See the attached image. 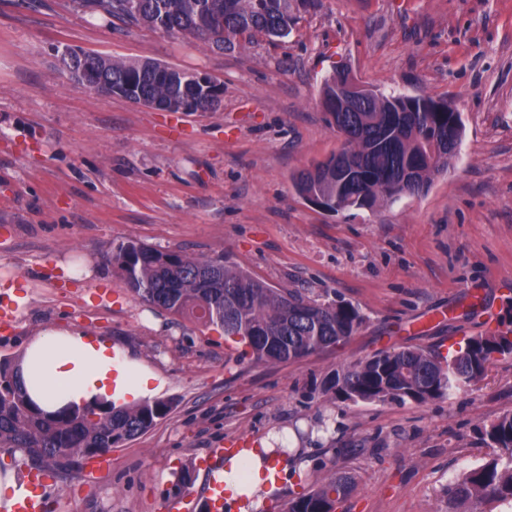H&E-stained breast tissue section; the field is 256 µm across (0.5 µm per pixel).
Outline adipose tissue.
I'll list each match as a JSON object with an SVG mask.
<instances>
[{
    "instance_id": "1",
    "label": "adipose tissue",
    "mask_w": 512,
    "mask_h": 512,
    "mask_svg": "<svg viewBox=\"0 0 512 512\" xmlns=\"http://www.w3.org/2000/svg\"><path fill=\"white\" fill-rule=\"evenodd\" d=\"M111 341L92 338L79 331L46 327L27 343L20 360V373L29 396L44 409L63 405L85 406L99 400L133 402L149 391V377L128 366L113 370ZM272 446L251 453L245 460V481L229 479L235 495L261 501L269 478L268 463L274 460Z\"/></svg>"
}]
</instances>
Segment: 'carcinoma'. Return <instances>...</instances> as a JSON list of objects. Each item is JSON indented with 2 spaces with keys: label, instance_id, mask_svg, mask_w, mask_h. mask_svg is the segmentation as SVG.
<instances>
[{
  "label": "carcinoma",
  "instance_id": "obj_1",
  "mask_svg": "<svg viewBox=\"0 0 512 512\" xmlns=\"http://www.w3.org/2000/svg\"><path fill=\"white\" fill-rule=\"evenodd\" d=\"M102 19L144 26L173 36L193 38L218 49L288 37L301 11L317 0H73ZM110 94H143L176 105L190 103L206 112L218 105L213 90L195 74L155 61L92 59ZM347 66L324 78L320 101L343 147L326 160L292 176L296 193L320 199L329 213L374 210L382 202L426 191L433 176L448 171L458 158L464 128L453 120L444 97L386 95L377 89L358 93ZM354 170L350 178L340 176ZM113 269L142 300L173 316L193 317L238 336L252 357L288 362L351 338L364 316L341 300L321 302L265 281L217 256L190 258L160 251L138 241L112 249ZM512 356V329L472 336L453 355L436 349L382 350L333 375L328 391L342 402L371 403L440 399L480 380L499 357ZM165 400L117 407L99 402L82 410L40 408L27 394L16 359L0 360V447L23 453L31 466L52 472L72 465L71 457L89 448L104 453L151 430L171 411ZM496 455L464 471L447 488L451 512L468 503L512 502V411L481 428ZM346 471L288 501L285 512H334L354 490Z\"/></svg>",
  "mask_w": 512,
  "mask_h": 512
}]
</instances>
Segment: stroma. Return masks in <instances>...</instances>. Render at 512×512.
<instances>
[{"label":"stroma","mask_w":512,"mask_h":512,"mask_svg":"<svg viewBox=\"0 0 512 512\" xmlns=\"http://www.w3.org/2000/svg\"><path fill=\"white\" fill-rule=\"evenodd\" d=\"M62 46L205 72L224 97L159 112L103 96L61 69ZM340 63L460 112V155L426 193L332 214L294 191L292 174L342 146L319 96ZM2 224L14 235L0 237V359L44 327L78 329L110 339L150 375L149 399L173 403L105 473L85 461L49 481V512H160L200 490L211 448L281 433L290 464L259 512L339 469L356 488L337 512H448V484L491 453L480 428L512 410V358L423 403L341 402L325 381L384 349L445 351L512 322V0H321L289 37L224 52L72 0H0ZM127 240L224 255L272 287L351 303L365 323L301 360L255 361L134 295L107 261Z\"/></svg>","instance_id":"obj_1"}]
</instances>
